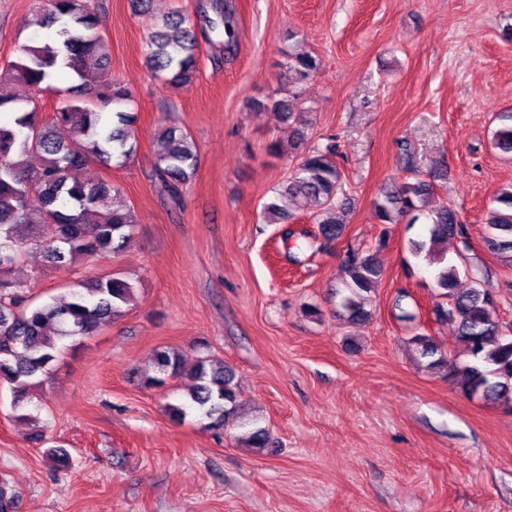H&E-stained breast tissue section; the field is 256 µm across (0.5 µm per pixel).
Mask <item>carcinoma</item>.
<instances>
[{
  "label": "carcinoma",
  "instance_id": "obj_1",
  "mask_svg": "<svg viewBox=\"0 0 512 512\" xmlns=\"http://www.w3.org/2000/svg\"><path fill=\"white\" fill-rule=\"evenodd\" d=\"M213 14L201 16L200 24L189 22L179 12L168 13L144 47L145 64L152 74L170 87H179L196 77L199 39L219 53V61L233 54L240 43L235 11L224 0H214ZM59 25L56 38L45 35L28 38L18 46L16 60L0 73V383L10 385L11 405L23 410L31 403L30 390L56 359L57 341L87 336L110 324L133 298L135 285L121 272L109 271L77 283L61 299L34 307L6 293L12 282L5 279L20 262L24 250L34 247L44 253L47 263L63 268L78 257L104 258L125 247L137 224L135 212L114 204L120 189L104 179H89L92 164L107 166L116 158L127 162L136 145L131 142L135 113L128 109L131 96L118 83L95 92L91 102L71 89L61 90L54 81L69 71L81 81L107 62V47L100 33V18L93 0H35L30 25L49 30ZM310 54L286 55L285 69L295 76L285 96L268 105L279 122L297 120L295 108L301 84L317 70ZM21 81L33 95L20 99L10 84ZM43 93L59 97L56 109L46 115L36 102ZM501 127L493 133L492 145L503 155H512V113L496 116ZM154 175L172 196L194 177L198 154L190 133L178 126H166L155 134ZM35 154L41 163L25 168L13 155ZM435 179L385 190L375 202L382 224H396L405 217L414 224L421 208L434 192ZM307 200L321 206L318 224L322 234L335 239L343 232L336 210L348 203L342 172L333 145L311 146L292 166L289 176L275 191L274 200L263 205L269 223L286 224L294 210ZM496 207L489 211L486 249L512 265V186L499 190ZM102 212L97 224L86 222L91 210ZM425 239L408 240V249L437 266L435 280L448 300L445 315L456 325L461 356H445L425 334L412 337L426 367L444 370L462 393L478 396L493 404L512 405V334L499 317V297L477 282L465 291L457 288L461 268L445 263L444 245L455 240L470 249L463 224L456 211L443 205L428 216ZM381 278L372 258L358 251L348 253L342 268L340 308L350 323L368 317V294ZM157 375L144 380L147 387L160 386L168 377L189 381L184 397L166 405L175 423L193 413L208 429H222L231 417H238L233 370L219 360L200 358L188 368L179 352L168 348L155 354ZM243 440L248 447L262 450L268 432L255 420Z\"/></svg>",
  "mask_w": 512,
  "mask_h": 512
}]
</instances>
